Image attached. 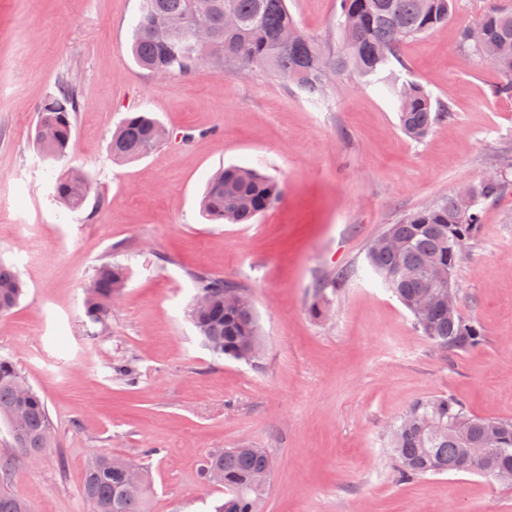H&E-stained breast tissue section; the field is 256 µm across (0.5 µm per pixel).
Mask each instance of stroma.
<instances>
[{
	"mask_svg": "<svg viewBox=\"0 0 512 512\" xmlns=\"http://www.w3.org/2000/svg\"><path fill=\"white\" fill-rule=\"evenodd\" d=\"M339 0H288L300 29L339 40ZM457 0L448 22L408 40L403 79L452 108L421 141L405 136L394 102L370 79H337L321 102L262 72L215 67L159 75L131 52L140 0H0V262L26 294L0 315V356L44 398L53 446L17 456L0 424L10 491L36 512H93L83 474L102 454L143 464L149 512H214L224 489L204 461L263 448L274 461L258 512H512V485L465 473L399 480L387 445L416 400L450 393L470 413L512 419V186L482 209L454 273L459 311L483 331L448 354L364 266V253L403 214L481 180L512 154V97L497 71L462 58L461 30L489 6ZM79 96L72 146L43 160L38 110L61 79ZM169 132L134 161L109 153L131 112ZM228 165L278 180L281 201L251 224H217L200 207ZM85 173L78 212L53 197L52 173ZM126 267L106 326L83 313L96 267ZM357 275L312 316L321 281ZM206 271L247 293L263 354L250 364L214 355L187 313Z\"/></svg>",
	"mask_w": 512,
	"mask_h": 512,
	"instance_id": "1",
	"label": "stroma"
}]
</instances>
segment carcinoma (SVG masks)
<instances>
[{"mask_svg": "<svg viewBox=\"0 0 512 512\" xmlns=\"http://www.w3.org/2000/svg\"><path fill=\"white\" fill-rule=\"evenodd\" d=\"M456 0H340L336 29L342 46L299 34L297 41L279 44L282 33L296 27L287 0H142L133 29L132 53L136 63L160 74L185 73L224 59L229 74L254 70L296 85L311 102L325 98L341 76H372L375 84L398 104L401 130L411 139H424L434 124L451 116L445 103H434L417 83L402 81L392 68L399 49L409 38L425 34L448 22ZM196 14L211 30L205 43L193 35V26L171 27V21ZM484 29V45L460 35L465 57L489 62L500 75L496 96L512 95V12L492 6L478 18ZM76 89L68 81L58 83L39 111L34 142L43 159L64 158L72 141ZM166 131L153 117L134 112L112 133V157L131 161L155 151ZM512 156L500 164V179L471 184L463 192L473 195L471 206L461 209L458 195L409 212L369 245L366 260L371 272L413 316L415 325L433 345L453 353H466L483 341L480 329L465 320L458 307L448 308V276L453 274L469 240L478 231L481 205L508 186ZM53 194L68 210L84 207L89 194L87 176L76 170L61 173ZM281 184L254 169L228 166L209 179L202 199L204 215L211 221L248 224L278 203ZM341 270L319 287L322 297L311 312L322 315L333 292L351 277ZM196 297L190 319L205 346L215 355L253 362L261 340L257 317L248 295L224 279L206 272L192 274ZM127 282L126 268L103 263L84 288V314L93 324L105 323L112 304ZM23 294V283L10 265L0 263V314L11 312ZM26 384L16 363L0 357V423L7 426L15 451L25 457L51 447L52 424L45 400ZM486 446L484 464L472 466L468 449ZM389 448L398 478L406 481L427 474L448 472L493 477L512 472V420L471 414L449 394L415 401L398 417ZM109 455L98 456L85 471L83 494L94 512H146L150 485L146 470ZM271 457L262 448H226L208 458L203 475L221 473L224 501L214 512H256L266 485L259 477L268 472ZM10 466L0 463V512H34L26 499L6 490Z\"/></svg>", "mask_w": 512, "mask_h": 512, "instance_id": "cac0c4a2", "label": "carcinoma"}]
</instances>
